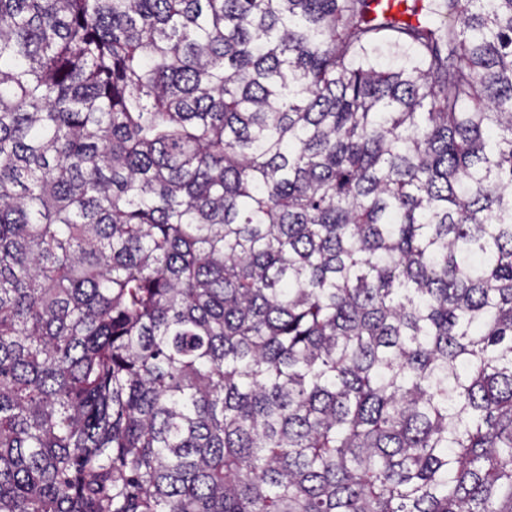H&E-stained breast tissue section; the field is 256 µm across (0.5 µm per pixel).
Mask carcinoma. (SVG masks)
Segmentation results:
<instances>
[{
	"label": "carcinoma",
	"mask_w": 512,
	"mask_h": 512,
	"mask_svg": "<svg viewBox=\"0 0 512 512\" xmlns=\"http://www.w3.org/2000/svg\"><path fill=\"white\" fill-rule=\"evenodd\" d=\"M0 512H512V0H0Z\"/></svg>",
	"instance_id": "cac0c4a2"
}]
</instances>
